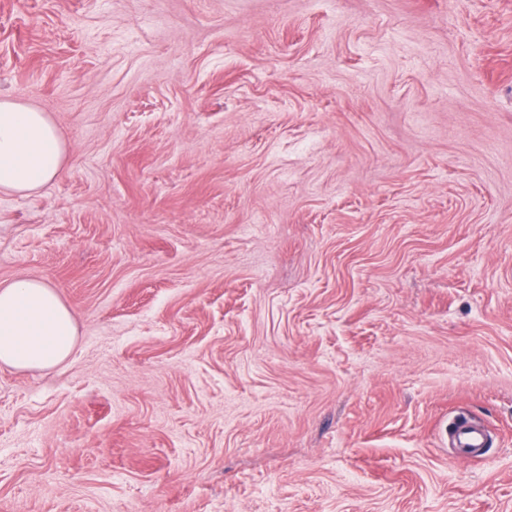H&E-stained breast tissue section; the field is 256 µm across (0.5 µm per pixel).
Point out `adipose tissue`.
Returning a JSON list of instances; mask_svg holds the SVG:
<instances>
[{"instance_id": "obj_1", "label": "adipose tissue", "mask_w": 512, "mask_h": 512, "mask_svg": "<svg viewBox=\"0 0 512 512\" xmlns=\"http://www.w3.org/2000/svg\"><path fill=\"white\" fill-rule=\"evenodd\" d=\"M66 146L46 113L0 99V191L29 195L55 179ZM72 311L45 281L20 278L0 288V363L18 370L62 364L74 349Z\"/></svg>"}]
</instances>
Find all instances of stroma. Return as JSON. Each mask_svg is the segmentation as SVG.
Here are the masks:
<instances>
[{
    "label": "stroma",
    "mask_w": 512,
    "mask_h": 512,
    "mask_svg": "<svg viewBox=\"0 0 512 512\" xmlns=\"http://www.w3.org/2000/svg\"><path fill=\"white\" fill-rule=\"evenodd\" d=\"M4 97L78 336L0 365V512H512V0H0ZM66 146L45 112L0 99V191L29 195L55 179ZM458 448H484V437L481 430L466 420L459 421L455 426Z\"/></svg>",
    "instance_id": "obj_1"
}]
</instances>
